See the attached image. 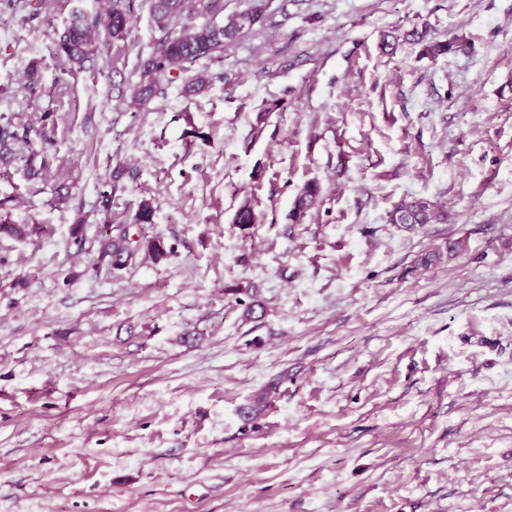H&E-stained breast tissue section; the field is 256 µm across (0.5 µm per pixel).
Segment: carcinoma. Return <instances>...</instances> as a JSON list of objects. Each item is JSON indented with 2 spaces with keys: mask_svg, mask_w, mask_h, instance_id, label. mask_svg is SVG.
<instances>
[{
  "mask_svg": "<svg viewBox=\"0 0 512 512\" xmlns=\"http://www.w3.org/2000/svg\"><path fill=\"white\" fill-rule=\"evenodd\" d=\"M198 14L203 18L200 24L188 23L177 33L170 32L172 23L183 14L185 0H151V18L156 29L164 32L154 52L139 62V80L133 86L132 99L145 104L163 93V83L171 82L181 74L190 77L182 85V92L188 96L202 93L209 80L204 72H193L194 66L202 59L224 54V47L234 43L258 25L246 10L224 13V0H198ZM132 0H99L93 11L74 8L70 21L55 30L54 51L71 65L78 67L94 54L98 47L125 41L132 22ZM224 14V23L212 21L218 14ZM418 42L424 43L423 52L435 57L452 49L454 42L432 43L425 41V33L414 32ZM24 143L30 148L27 175L35 177L50 167V157L45 150L32 148L30 131L18 132L11 121L0 116V163L7 164L14 157L13 145ZM320 188L311 182L304 186L296 197L292 218L303 217L318 201ZM153 202L144 200L138 206L132 224H103V233L96 262L98 268L106 265L120 270L126 264L144 254L159 261L167 254L164 242L158 238H147L135 228L152 223ZM444 220V215L424 199L403 200L389 213V222L402 224L411 229L417 225L433 224ZM462 250L459 241L425 254L421 265L427 267L441 262L448 256H455ZM279 382L273 380L257 390L245 408L244 416L254 419L271 403L277 393Z\"/></svg>",
  "mask_w": 512,
  "mask_h": 512,
  "instance_id": "cac0c4a2",
  "label": "carcinoma"
}]
</instances>
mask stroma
<instances>
[{
  "instance_id": "35a3bbf8",
  "label": "stroma",
  "mask_w": 512,
  "mask_h": 512,
  "mask_svg": "<svg viewBox=\"0 0 512 512\" xmlns=\"http://www.w3.org/2000/svg\"><path fill=\"white\" fill-rule=\"evenodd\" d=\"M78 6L0 0V114L52 161L0 164V512H512V0H273L145 106L149 0L69 74ZM144 199L167 256L94 270ZM320 188L318 184L311 182L304 186L300 194L296 197L292 208V218L299 220L307 211L313 208L318 201ZM444 220V215L427 200L414 198L403 200L389 213V222L403 224L406 228L433 224ZM279 381L273 380L257 390L251 398L250 404L245 408L244 416L254 419L259 416L271 403V399L277 393Z\"/></svg>"
}]
</instances>
